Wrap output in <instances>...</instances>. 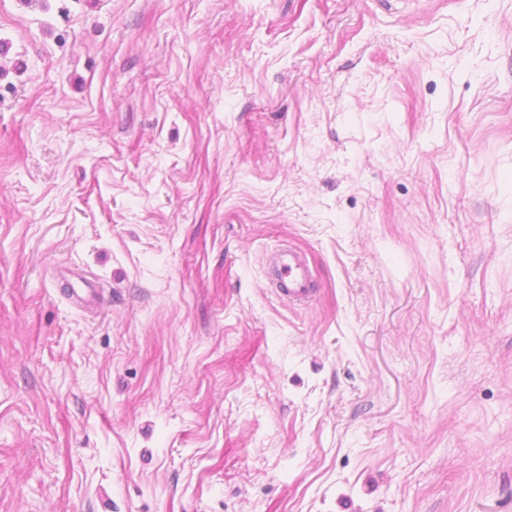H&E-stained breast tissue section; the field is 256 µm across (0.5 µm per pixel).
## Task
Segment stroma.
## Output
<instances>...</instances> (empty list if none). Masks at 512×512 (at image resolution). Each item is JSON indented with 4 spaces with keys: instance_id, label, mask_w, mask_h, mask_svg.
<instances>
[{
    "instance_id": "35a3bbf8",
    "label": "stroma",
    "mask_w": 512,
    "mask_h": 512,
    "mask_svg": "<svg viewBox=\"0 0 512 512\" xmlns=\"http://www.w3.org/2000/svg\"><path fill=\"white\" fill-rule=\"evenodd\" d=\"M0 41V512H512V0H0ZM270 258L280 296L293 304L308 301L312 294V278L305 258L291 248L278 249ZM60 276L69 280L71 288H68V294L77 300L90 305L99 303L101 300V294L99 289L88 280L74 272L72 269L62 270Z\"/></svg>"
}]
</instances>
